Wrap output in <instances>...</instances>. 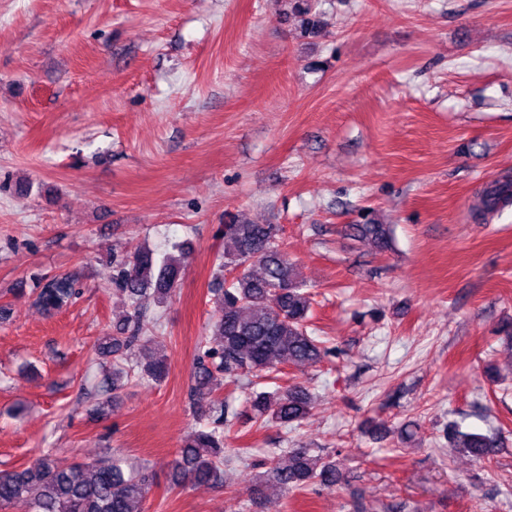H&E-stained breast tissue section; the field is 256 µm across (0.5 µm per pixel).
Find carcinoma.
<instances>
[{
    "label": "carcinoma",
    "instance_id": "1",
    "mask_svg": "<svg viewBox=\"0 0 512 512\" xmlns=\"http://www.w3.org/2000/svg\"><path fill=\"white\" fill-rule=\"evenodd\" d=\"M512 201V180L497 181L477 195L471 212L475 219ZM357 237L377 251L392 246L387 224L365 219L353 224ZM180 245L161 257L139 247L112 260V283L129 308L119 335L105 336L97 351L113 358L112 371L101 382L100 415L109 410L111 395L143 379L162 382L168 358L155 333L161 316L147 319L151 307L161 308L185 269ZM217 270L233 274L214 289L211 321L215 339L201 341L190 386L195 427L187 434L171 470L175 486L220 485L224 476V423L228 422L224 386H242L243 380L268 377L279 365L316 364L329 350L310 336L307 328L311 300L297 264L278 244L274 224L224 225V250L216 256ZM78 283L70 278L38 279L34 304L46 315L59 313L78 298ZM312 409L306 387L290 385L253 393L244 416L253 425L295 428ZM448 440L478 460H488L497 448L493 434L463 432L455 425ZM342 479L336 463L310 448H284L271 459L261 486L283 495L310 484L333 486ZM154 485L147 467L134 465L121 454L58 467L48 453L19 470L0 471V512L23 498L31 512H144Z\"/></svg>",
    "mask_w": 512,
    "mask_h": 512
}]
</instances>
